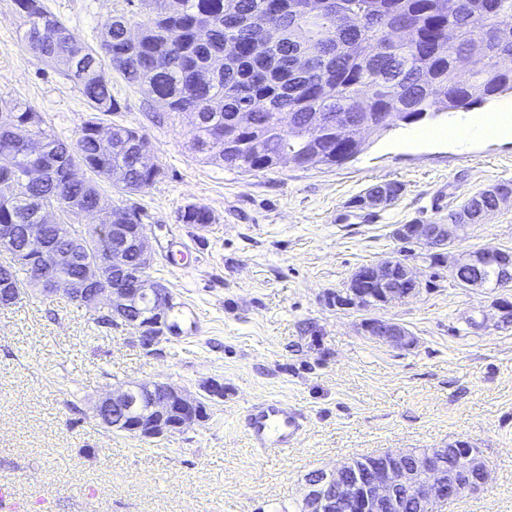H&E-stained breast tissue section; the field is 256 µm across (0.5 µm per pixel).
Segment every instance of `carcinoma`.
I'll use <instances>...</instances> for the list:
<instances>
[{"mask_svg":"<svg viewBox=\"0 0 512 512\" xmlns=\"http://www.w3.org/2000/svg\"><path fill=\"white\" fill-rule=\"evenodd\" d=\"M38 3L30 10L27 3ZM24 19L25 47L72 81L97 116L75 138L57 135L35 109L6 102L10 120L0 122V224H35L44 207L64 218L46 227L54 244H78L93 258L98 231L109 224H133L136 212L112 201V191L135 194L161 176L150 162L152 144L138 130L108 125L112 143L100 149L95 127L120 110L112 95L114 70L146 96L158 122L195 112V151L208 163L229 169L271 171L288 155L295 167L341 165L365 148L355 124L380 137L398 120L417 122L444 110H469L512 93V0H330L321 14L305 13L307 0H145L154 17L112 22L99 46L78 39L41 0H14ZM265 15L279 30V44L257 52L261 38L249 20ZM408 23L410 38L393 29ZM209 27L207 39L194 37ZM310 54L301 70L298 57ZM249 112L241 127L237 114ZM339 123L351 125L336 138ZM40 138V181L28 179L31 161L21 152L28 135ZM234 140L239 155L229 158L213 142ZM83 164L90 176L63 182L65 171ZM120 170L123 179L112 180ZM496 198L479 191L448 211L451 224H478ZM183 224H212L204 206L187 204ZM17 297L31 287L26 265L0 267Z\"/></svg>","mask_w":512,"mask_h":512,"instance_id":"obj_1","label":"carcinoma"}]
</instances>
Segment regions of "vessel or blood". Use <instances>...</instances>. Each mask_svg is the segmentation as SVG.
<instances>
[{
	"label": "vessel or blood",
	"instance_id": "obj_1",
	"mask_svg": "<svg viewBox=\"0 0 512 512\" xmlns=\"http://www.w3.org/2000/svg\"><path fill=\"white\" fill-rule=\"evenodd\" d=\"M246 427L252 447L285 454L297 447L303 423L297 411L271 398L249 411Z\"/></svg>",
	"mask_w": 512,
	"mask_h": 512
}]
</instances>
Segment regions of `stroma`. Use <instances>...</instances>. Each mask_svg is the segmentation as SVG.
<instances>
[{
  "mask_svg": "<svg viewBox=\"0 0 512 512\" xmlns=\"http://www.w3.org/2000/svg\"><path fill=\"white\" fill-rule=\"evenodd\" d=\"M84 43L113 17L147 21L142 0H44ZM14 0H0V98L41 112L74 138L93 115L74 84L20 40ZM112 123L145 133L161 168L150 189L123 196L149 230L151 269L175 295L183 333L144 349L130 329L98 325L94 310L35 295L0 306V512H295L306 476L346 458L406 448H478L490 481L446 512H512V319L495 310L504 288H468L449 268L416 264L419 293L381 309L411 331L412 349L364 335L363 312L331 306L360 266L392 255L394 225L443 219L473 193L512 180V138L463 147L411 141L443 127L444 112L398 123L342 166L284 164L245 172L205 163L191 119L157 123L120 77ZM398 198L377 210L351 203L375 183ZM208 208L204 228L178 221ZM512 252V204L469 227L453 250ZM185 254L179 264L170 255ZM216 379L204 421L164 440L101 426L94 402L112 385L167 382L201 395ZM306 418L286 454L251 448L244 418L263 400Z\"/></svg>",
  "mask_w": 512,
  "mask_h": 512,
  "instance_id": "35a3bbf8",
  "label": "stroma"
}]
</instances>
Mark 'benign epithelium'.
Masks as SVG:
<instances>
[{"instance_id":"benign-epithelium-1","label":"benign epithelium","mask_w":512,"mask_h":512,"mask_svg":"<svg viewBox=\"0 0 512 512\" xmlns=\"http://www.w3.org/2000/svg\"><path fill=\"white\" fill-rule=\"evenodd\" d=\"M253 23L262 31V40L255 48L263 52L277 42L279 32L263 16L253 19ZM461 228L460 224L443 223L395 225L392 235L400 244L395 255L358 268L346 294H330L328 303L341 309L369 311L415 295L421 288L414 271L418 253L422 251L436 258L438 265H444L448 247ZM123 229L124 225L114 224L101 233L94 262L85 266L79 276L62 272L78 260L79 250L55 247L44 235L41 224H29L22 231L16 224H0V250L13 261L24 258L31 262L30 293L46 299L62 295L94 310L106 307L111 320L121 322L143 347L151 348L170 336L180 335L181 328L166 319L172 303L170 290L147 275L153 257L146 226H141L135 237L124 238L120 245L117 237ZM21 233L25 244L18 249ZM126 251L134 255L133 262L123 261L122 253ZM487 262L499 264L501 282H512V260L499 257L495 251L462 254L452 262L451 272L464 266L482 267ZM108 266L119 271V282L102 288L101 274ZM394 270L400 272V278L382 289L379 296L362 290V281L385 283ZM361 328L372 339L397 348L410 349L417 344L416 336L404 326L381 316L362 319ZM144 390L147 400L138 401L133 397V386L111 387L95 404V416L112 428L118 412L124 432L146 438L172 436L202 421V402L188 392L161 382L146 385ZM489 478V469L478 450L464 441L448 448H414L388 451L375 458L353 457L332 470L320 469L307 476L299 512H407L434 501L459 498L466 492H479Z\"/></svg>"}]
</instances>
